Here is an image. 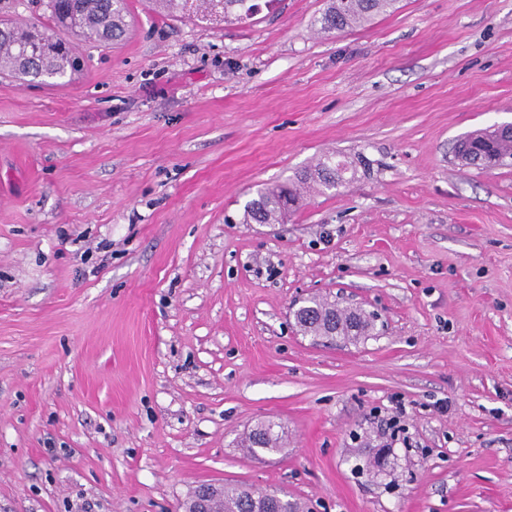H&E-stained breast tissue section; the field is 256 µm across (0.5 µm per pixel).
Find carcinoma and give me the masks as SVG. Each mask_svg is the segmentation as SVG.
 <instances>
[{
    "mask_svg": "<svg viewBox=\"0 0 512 512\" xmlns=\"http://www.w3.org/2000/svg\"><path fill=\"white\" fill-rule=\"evenodd\" d=\"M166 2L164 13H182L200 20L217 17L226 23L242 22L260 10L256 0H153ZM397 0H329L320 19L327 33L361 27L376 15L395 9ZM45 20L18 27L0 20V72L21 79L30 77L44 83L65 77L76 70L73 48L57 37L64 30L84 42L107 43L122 40L128 20L127 0H43ZM459 154L468 164L491 168L512 158V135L486 128L472 132L460 141ZM356 170L347 157L327 155L316 165L298 172L291 183L258 190L257 197L244 208V221L251 224H277L297 208L305 191L323 193L336 190L355 178ZM300 331L315 338L358 341L373 335L374 316L359 310L340 308L334 302L314 298L296 310ZM268 422L257 426L243 439V446L255 454L278 450L281 435ZM266 492L246 486H220L209 499L207 512H254Z\"/></svg>",
    "mask_w": 512,
    "mask_h": 512,
    "instance_id": "obj_1",
    "label": "carcinoma"
}]
</instances>
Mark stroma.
<instances>
[{"mask_svg":"<svg viewBox=\"0 0 512 512\" xmlns=\"http://www.w3.org/2000/svg\"><path fill=\"white\" fill-rule=\"evenodd\" d=\"M75 81L0 75V512H181L204 483L307 512H512V0H328L243 23L127 0ZM338 194L246 224L327 153ZM309 296L376 314L322 343ZM279 452L251 457L259 423ZM389 446L384 475L368 465ZM397 0H330L321 16L323 32L344 31L369 23L376 15L395 9ZM459 146V154L467 164L484 168L504 164L507 158H512V135L499 134L491 127L467 134ZM275 424L268 422L257 426L243 439V446L249 453L255 454L260 451L268 453L279 450L281 435L274 430Z\"/></svg>","mask_w":512,"mask_h":512,"instance_id":"obj_1","label":"stroma"}]
</instances>
